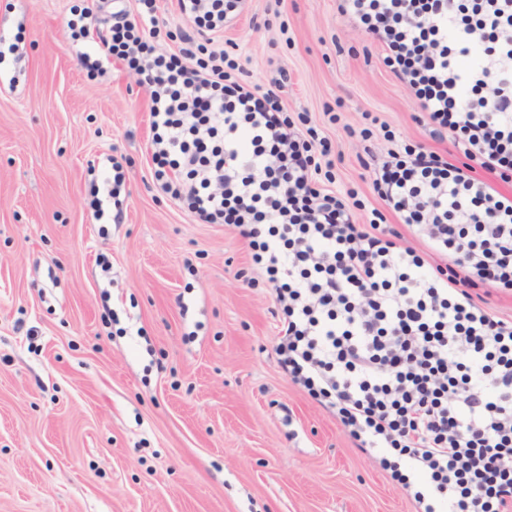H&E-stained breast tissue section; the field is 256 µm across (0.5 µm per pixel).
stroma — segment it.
<instances>
[{
  "mask_svg": "<svg viewBox=\"0 0 512 512\" xmlns=\"http://www.w3.org/2000/svg\"><path fill=\"white\" fill-rule=\"evenodd\" d=\"M84 5L0 0V512H416L282 373L269 290L236 277L245 241L153 179L136 73L71 52ZM216 45L252 83L288 69L287 113L341 150L320 169L362 217L383 203L359 130L382 159L411 145L464 160L338 0H247ZM113 157L119 224L90 205Z\"/></svg>",
  "mask_w": 512,
  "mask_h": 512,
  "instance_id": "obj_1",
  "label": "stroma"
}]
</instances>
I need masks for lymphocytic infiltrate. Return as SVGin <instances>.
Listing matches in <instances>:
<instances>
[{"mask_svg": "<svg viewBox=\"0 0 512 512\" xmlns=\"http://www.w3.org/2000/svg\"><path fill=\"white\" fill-rule=\"evenodd\" d=\"M177 5L186 25L171 52L157 48V0L80 13L148 95L155 180L196 221L247 240L246 282L266 278L283 313L280 369L422 512H512V316L476 292L512 293V196L492 184L512 181V0H340L431 139L466 159L390 153L372 180L385 207L365 224L317 180L313 155L332 143L288 117L287 69L253 87L214 50L245 0Z\"/></svg>", "mask_w": 512, "mask_h": 512, "instance_id": "lymphocytic-infiltrate-1", "label": "lymphocytic infiltrate"}]
</instances>
